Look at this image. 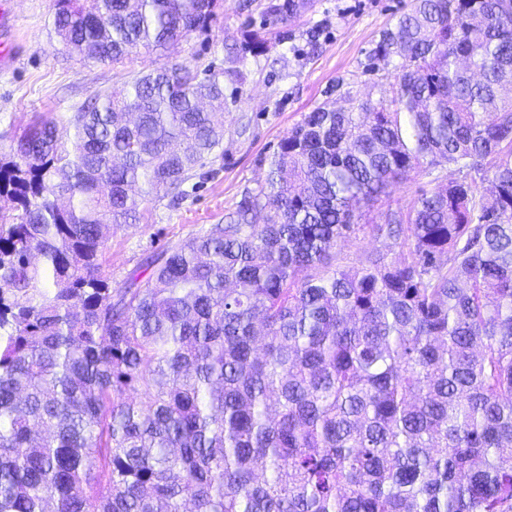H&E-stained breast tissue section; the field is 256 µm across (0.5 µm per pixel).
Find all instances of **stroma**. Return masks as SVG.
I'll list each match as a JSON object with an SVG mask.
<instances>
[{"label":"stroma","mask_w":512,"mask_h":512,"mask_svg":"<svg viewBox=\"0 0 512 512\" xmlns=\"http://www.w3.org/2000/svg\"><path fill=\"white\" fill-rule=\"evenodd\" d=\"M409 0H225L209 27L181 39L168 53L143 52L115 65L70 55L51 28L53 0H9L11 26L0 39L15 44L0 64V157L12 158L23 131L36 121L64 124L86 102L124 88L129 76L189 61L223 68L245 31L277 25L279 39L241 64L247 79L225 84L224 144L191 176L178 203L155 198L141 219L108 243L106 265L113 287L140 270L146 253L175 244L222 222L243 191L267 174L280 142L316 107H341L349 99H389L399 57L371 63L381 32L407 11Z\"/></svg>","instance_id":"obj_1"}]
</instances>
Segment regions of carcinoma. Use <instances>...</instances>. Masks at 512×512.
I'll return each mask as SVG.
<instances>
[{
  "label": "carcinoma",
  "instance_id": "carcinoma-1",
  "mask_svg": "<svg viewBox=\"0 0 512 512\" xmlns=\"http://www.w3.org/2000/svg\"><path fill=\"white\" fill-rule=\"evenodd\" d=\"M54 2L114 64L224 9ZM267 42L0 159V512H512V0H411L374 50L403 60L389 100L305 115L223 223L111 286L112 234L224 143V82ZM446 164L480 179L354 223ZM365 228L380 247L337 262Z\"/></svg>",
  "mask_w": 512,
  "mask_h": 512
}]
</instances>
